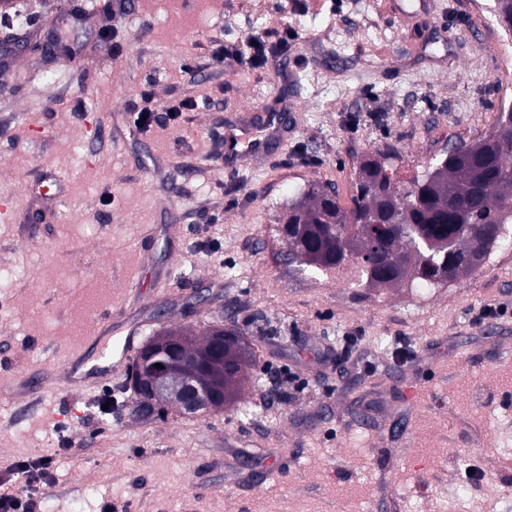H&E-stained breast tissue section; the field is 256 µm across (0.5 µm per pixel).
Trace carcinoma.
<instances>
[{
	"label": "carcinoma",
	"instance_id": "carcinoma-1",
	"mask_svg": "<svg viewBox=\"0 0 512 512\" xmlns=\"http://www.w3.org/2000/svg\"><path fill=\"white\" fill-rule=\"evenodd\" d=\"M499 23L512 32V0H493ZM373 177L365 165L356 173L353 207L326 205L335 190L312 185L288 206L299 221L288 241V261L328 273L352 268L369 286L453 282L476 271L512 224V108L501 109L487 134L463 142L404 187L385 173ZM384 197L391 222L354 224L358 213ZM228 341L238 346L239 365L224 370L216 361L200 381L224 390V403L249 380L250 344L240 328Z\"/></svg>",
	"mask_w": 512,
	"mask_h": 512
}]
</instances>
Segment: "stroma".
Listing matches in <instances>:
<instances>
[{
  "label": "stroma",
  "mask_w": 512,
  "mask_h": 512,
  "mask_svg": "<svg viewBox=\"0 0 512 512\" xmlns=\"http://www.w3.org/2000/svg\"><path fill=\"white\" fill-rule=\"evenodd\" d=\"M287 56L216 62L258 37ZM66 56L51 57L45 36ZM0 473L55 453L46 512H512V247L445 288H366L286 260V188L387 159L412 179L489 133L512 100V35L473 0H8L0 41ZM179 107L139 133L131 110ZM295 112L264 163L211 160L241 113ZM158 228L137 270L143 225ZM141 338L237 324L254 367L235 404L142 418L127 372L79 388L40 374L93 357L92 311ZM287 458V482L251 468Z\"/></svg>",
  "instance_id": "obj_1"
}]
</instances>
